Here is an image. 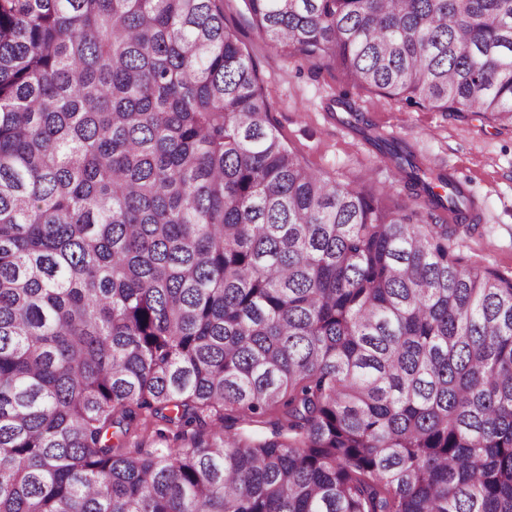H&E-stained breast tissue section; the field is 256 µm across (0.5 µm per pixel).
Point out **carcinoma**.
<instances>
[{"mask_svg":"<svg viewBox=\"0 0 512 512\" xmlns=\"http://www.w3.org/2000/svg\"><path fill=\"white\" fill-rule=\"evenodd\" d=\"M245 3L512 125V0ZM452 234L288 148L224 0H0V512H512V277Z\"/></svg>","mask_w":512,"mask_h":512,"instance_id":"1","label":"carcinoma"}]
</instances>
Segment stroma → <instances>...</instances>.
I'll use <instances>...</instances> for the list:
<instances>
[{
    "instance_id": "stroma-1",
    "label": "stroma",
    "mask_w": 512,
    "mask_h": 512,
    "mask_svg": "<svg viewBox=\"0 0 512 512\" xmlns=\"http://www.w3.org/2000/svg\"><path fill=\"white\" fill-rule=\"evenodd\" d=\"M224 25L256 67L280 138L312 169L341 184L371 171L389 202L410 210L418 207L373 144L337 122L335 100L347 96L365 122L408 145L420 161L459 171L480 210L473 224L451 238V247L472 264L512 275L511 126L388 99L352 86L330 65L287 56L253 26L243 0H224Z\"/></svg>"
}]
</instances>
